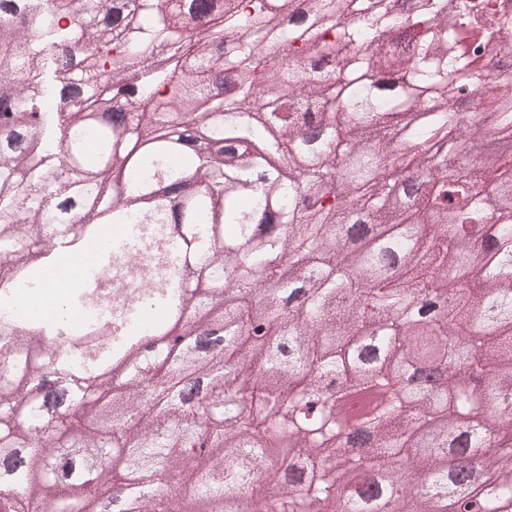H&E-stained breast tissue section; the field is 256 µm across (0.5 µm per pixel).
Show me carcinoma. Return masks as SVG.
<instances>
[{
  "label": "carcinoma",
  "mask_w": 512,
  "mask_h": 512,
  "mask_svg": "<svg viewBox=\"0 0 512 512\" xmlns=\"http://www.w3.org/2000/svg\"><path fill=\"white\" fill-rule=\"evenodd\" d=\"M510 36L495 0H0V332L19 326L6 310L32 253L54 264L74 224L135 233L96 256L80 302L153 270L73 348L4 340L0 512H92L78 439L140 486L141 512H182L183 485L220 512H512V438L489 435L512 434V157L464 161L481 131L512 140V62L486 56ZM104 102L123 122L86 121ZM469 263L476 287L459 288ZM215 327L212 356L145 359ZM423 358L451 369L401 384ZM49 372L76 382L75 413L46 424ZM190 372L209 402L177 396ZM368 384L390 391L371 446L340 454L336 400ZM200 431L204 461L189 452ZM285 436L299 474L271 495L257 475H280ZM399 460L401 487L380 484ZM154 466L177 482L157 490Z\"/></svg>",
  "instance_id": "cac0c4a2"
}]
</instances>
